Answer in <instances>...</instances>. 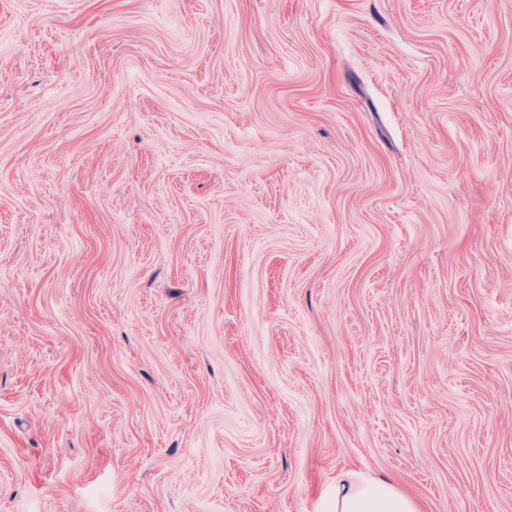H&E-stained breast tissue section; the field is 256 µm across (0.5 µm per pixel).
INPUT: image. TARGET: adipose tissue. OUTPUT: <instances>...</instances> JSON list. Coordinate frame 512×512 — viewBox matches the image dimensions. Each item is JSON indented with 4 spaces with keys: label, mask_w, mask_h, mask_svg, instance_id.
I'll list each match as a JSON object with an SVG mask.
<instances>
[{
    "label": "adipose tissue",
    "mask_w": 512,
    "mask_h": 512,
    "mask_svg": "<svg viewBox=\"0 0 512 512\" xmlns=\"http://www.w3.org/2000/svg\"><path fill=\"white\" fill-rule=\"evenodd\" d=\"M326 512H420L418 504L384 480L348 477L324 494Z\"/></svg>",
    "instance_id": "adipose-tissue-1"
}]
</instances>
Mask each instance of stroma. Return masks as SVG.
Returning <instances> with one entry per match:
<instances>
[{
	"instance_id": "35a3bbf8",
	"label": "stroma",
	"mask_w": 512,
	"mask_h": 512,
	"mask_svg": "<svg viewBox=\"0 0 512 512\" xmlns=\"http://www.w3.org/2000/svg\"><path fill=\"white\" fill-rule=\"evenodd\" d=\"M512 512V0H0V512ZM328 512H420L418 504L385 480L349 476L324 494Z\"/></svg>"
}]
</instances>
